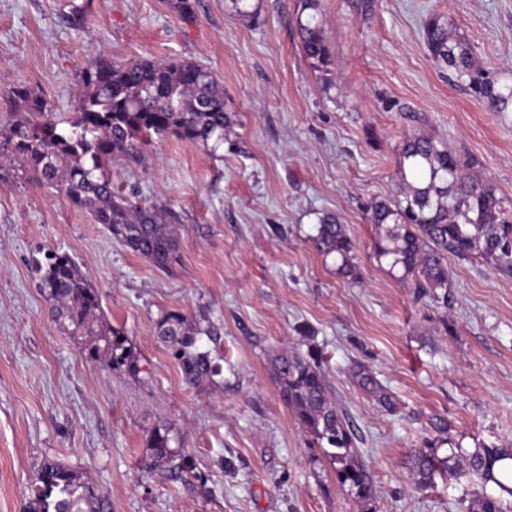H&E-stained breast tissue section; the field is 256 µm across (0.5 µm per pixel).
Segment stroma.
Here are the masks:
<instances>
[{"label": "stroma", "instance_id": "35a3bbf8", "mask_svg": "<svg viewBox=\"0 0 512 512\" xmlns=\"http://www.w3.org/2000/svg\"><path fill=\"white\" fill-rule=\"evenodd\" d=\"M0 0V141L11 92L78 110L93 62L195 61L217 77L231 123L221 145L153 136L111 165L116 191L180 217L165 271L0 154V512H29L44 461L77 472L108 512H472L470 478L418 488L414 455L512 446V275L448 259L423 292L377 260L376 201L400 190L399 152L431 137L512 209V112H490L430 55L424 22L447 19L490 76L512 81V0H320L328 71L304 57L299 0ZM335 215L356 274L313 238ZM72 257L100 315L128 336L135 372L88 360L49 313L48 253ZM183 313L220 373L188 386L158 336ZM316 350L373 496L358 500L303 433L271 360ZM366 367L378 400L354 372ZM167 427L187 471L148 469Z\"/></svg>", "mask_w": 512, "mask_h": 512}]
</instances>
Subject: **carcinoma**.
<instances>
[{
  "label": "carcinoma",
  "instance_id": "1",
  "mask_svg": "<svg viewBox=\"0 0 512 512\" xmlns=\"http://www.w3.org/2000/svg\"><path fill=\"white\" fill-rule=\"evenodd\" d=\"M319 0H300L297 16L303 55L326 71L331 53L318 19ZM428 51L490 112L512 107V83L499 82L475 66L466 43L450 32L438 16L424 26ZM15 120L1 153L38 182L62 192L73 207L88 213L130 251L169 270L176 262L179 240L176 214L167 207L143 206L112 190L109 163L133 158L153 135L172 133L203 144L224 142L230 117L224 91L216 77L192 60L142 59L123 64L97 61L80 83L79 110L69 128L61 130L49 117L47 99L19 85L13 90ZM401 188L397 196L371 207V223L379 230L378 258L390 261L415 287L448 288V256L481 258L496 270L512 274V215L496 198L493 187L472 177L445 146L432 139H407L399 153ZM313 244L320 254L336 259L337 270L353 273L352 242L344 225L326 215ZM53 316L73 337L91 336L88 358L112 371L135 366L128 338L98 324L100 299L96 288L67 254H54L40 277ZM159 336L173 349L189 386H200L219 374L211 353L197 347L199 330L179 311L164 314ZM272 371L282 397L299 427L309 434L335 466L336 478L359 498L371 493L365 468L354 459L352 438L329 395L326 376L313 352H281ZM360 386L376 394L381 386L365 368L355 371ZM149 468H174L177 451L168 431L149 439ZM512 460V448L483 446L472 452L450 449L443 458L419 451L416 475L431 481L435 473L451 477L472 474L512 495V487L494 477L497 462ZM473 512H512L497 496L474 493ZM30 512H104V502L72 470L55 462L38 469Z\"/></svg>",
  "mask_w": 512,
  "mask_h": 512
}]
</instances>
